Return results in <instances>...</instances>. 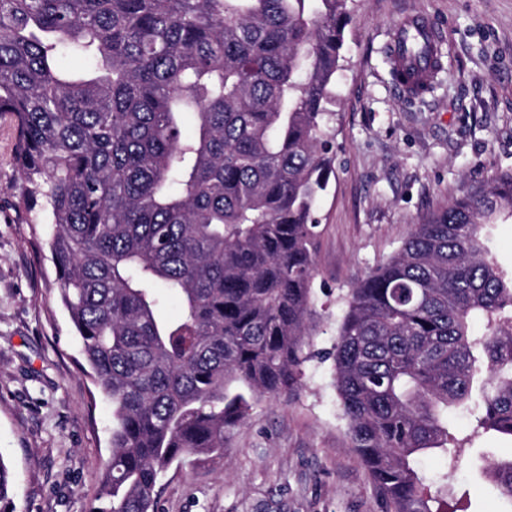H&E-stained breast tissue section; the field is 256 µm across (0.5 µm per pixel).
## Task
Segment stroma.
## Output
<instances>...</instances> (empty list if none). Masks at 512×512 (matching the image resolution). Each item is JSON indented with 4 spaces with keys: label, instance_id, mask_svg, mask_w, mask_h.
Masks as SVG:
<instances>
[{
    "label": "stroma",
    "instance_id": "35a3bbf8",
    "mask_svg": "<svg viewBox=\"0 0 512 512\" xmlns=\"http://www.w3.org/2000/svg\"><path fill=\"white\" fill-rule=\"evenodd\" d=\"M434 18L443 68L414 98L390 75L387 43L403 12ZM335 174L322 197L311 359L294 394L254 401L227 433L224 459L171 466L157 512H383L350 446L331 361L341 298L392 256L414 225L496 173L512 170V0H352L334 101ZM22 188L9 114L0 115V454L12 475L11 512H89L111 455V406L81 369L61 305L41 208L16 211ZM462 441L447 475L468 512H503L484 463L512 438L449 415Z\"/></svg>",
    "mask_w": 512,
    "mask_h": 512
}]
</instances>
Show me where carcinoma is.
Returning a JSON list of instances; mask_svg holds the SVG:
<instances>
[{
    "label": "carcinoma",
    "mask_w": 512,
    "mask_h": 512,
    "mask_svg": "<svg viewBox=\"0 0 512 512\" xmlns=\"http://www.w3.org/2000/svg\"><path fill=\"white\" fill-rule=\"evenodd\" d=\"M350 19L349 0H0L14 206L44 201L60 302L112 404L90 512H155L169 467L223 459L252 401L300 387ZM63 49L90 65L61 69ZM505 211L512 171L415 225L343 297L329 357L386 512H465L448 475L418 467L458 452L449 409L512 438V278L481 235ZM486 476L512 510V454Z\"/></svg>",
    "instance_id": "1"
}]
</instances>
